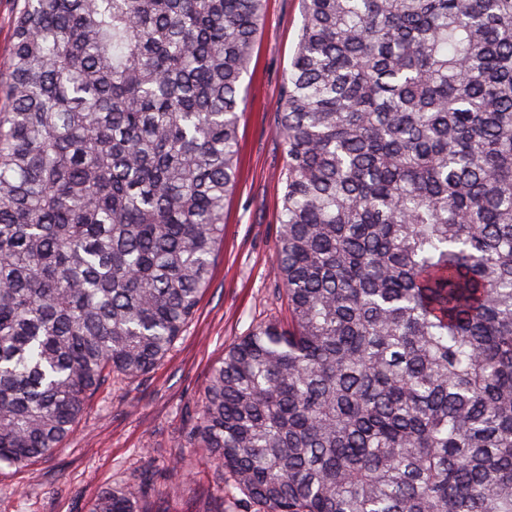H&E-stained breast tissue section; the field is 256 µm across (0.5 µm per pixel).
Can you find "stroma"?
<instances>
[{
    "instance_id": "1",
    "label": "stroma",
    "mask_w": 512,
    "mask_h": 512,
    "mask_svg": "<svg viewBox=\"0 0 512 512\" xmlns=\"http://www.w3.org/2000/svg\"><path fill=\"white\" fill-rule=\"evenodd\" d=\"M300 27V0H266L242 86L237 185L194 319L149 374L116 375L98 390L57 452L28 471L1 467L0 512H85L106 488L143 477L150 512L212 508L221 472L194 449L190 417L225 349L254 325L288 316L284 286L273 274L286 167L275 105Z\"/></svg>"
}]
</instances>
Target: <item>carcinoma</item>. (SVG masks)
<instances>
[{
  "mask_svg": "<svg viewBox=\"0 0 512 512\" xmlns=\"http://www.w3.org/2000/svg\"><path fill=\"white\" fill-rule=\"evenodd\" d=\"M265 0H23L0 79V465L209 286ZM276 131L288 324L210 374L213 512H512V0H301ZM140 483L86 512H145Z\"/></svg>",
  "mask_w": 512,
  "mask_h": 512,
  "instance_id": "cac0c4a2",
  "label": "carcinoma"
}]
</instances>
